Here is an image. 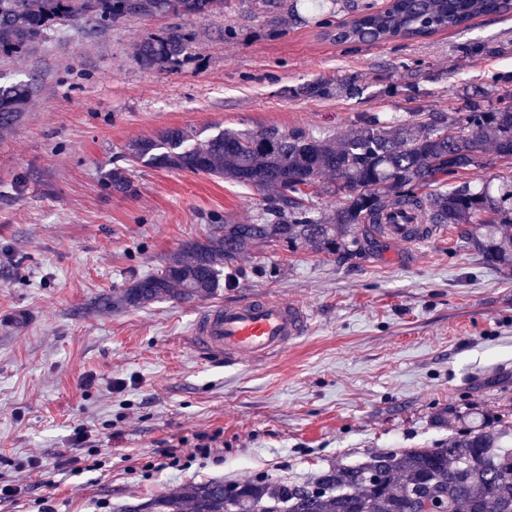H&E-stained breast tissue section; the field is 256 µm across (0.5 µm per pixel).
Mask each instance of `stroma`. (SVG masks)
Returning a JSON list of instances; mask_svg holds the SVG:
<instances>
[{
  "label": "stroma",
  "mask_w": 512,
  "mask_h": 512,
  "mask_svg": "<svg viewBox=\"0 0 512 512\" xmlns=\"http://www.w3.org/2000/svg\"><path fill=\"white\" fill-rule=\"evenodd\" d=\"M320 15L282 9L269 25L249 0H224L216 15L181 18L195 60L178 71L134 59L166 17L68 30L45 50L0 60L1 84L36 86L0 136V475L25 489L0 512H26L40 497L52 512H99L102 501L210 479L299 482L376 451L435 447L450 412L512 428V271L468 248L460 224L416 245L366 238L355 258L265 245L238 260V283L217 303L264 293L312 314L306 337L262 364L192 350L205 302L102 306V295L204 239L214 217L250 224L263 206L253 190L126 162L128 140L167 127L201 139L266 127L336 136L373 113L419 122L501 103L492 78L512 73V14L463 33L357 45L322 39ZM319 79L358 92L296 95ZM115 166L129 168L136 195L105 186ZM79 428L90 433L84 449L72 443ZM216 429L221 462L127 471ZM91 447L109 466L59 469ZM32 455L34 472L23 466Z\"/></svg>",
  "instance_id": "35a3bbf8"
}]
</instances>
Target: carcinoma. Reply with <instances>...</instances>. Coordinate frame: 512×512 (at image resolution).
<instances>
[{"instance_id":"1","label":"carcinoma","mask_w":512,"mask_h":512,"mask_svg":"<svg viewBox=\"0 0 512 512\" xmlns=\"http://www.w3.org/2000/svg\"><path fill=\"white\" fill-rule=\"evenodd\" d=\"M224 0H0V56L25 55L58 38L67 26L112 27L132 16H210ZM512 0H389L334 24L324 19V37L338 44L382 43L464 31L480 16L507 15ZM194 36L179 24L142 37L135 54L146 70L173 71L194 59ZM35 84L0 85V132L19 122ZM325 81L296 89L325 98ZM512 162V105L483 110L475 105L416 128L370 115L337 139L276 128L224 131L205 140L193 129L172 127L153 139L125 145L123 157L165 169L208 175L252 188L266 207L255 224L215 218L206 239L191 242L164 269L115 292L103 306L139 307L167 299L193 302L213 297L229 279L233 262L258 244L299 245L326 256L357 254L367 235H385L383 223L472 224L466 244L490 264L512 268V184L497 195L460 176L484 166V142ZM324 175L333 177L323 185ZM115 192L137 187L125 168L106 174ZM336 198L328 211L308 205L310 195ZM506 431L482 419L448 436L437 448L375 452L354 466H330L309 482L295 484L269 475L245 482H189L115 512H413L426 502L439 512H512V449Z\"/></svg>"}]
</instances>
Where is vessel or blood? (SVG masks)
<instances>
[{
    "mask_svg": "<svg viewBox=\"0 0 512 512\" xmlns=\"http://www.w3.org/2000/svg\"><path fill=\"white\" fill-rule=\"evenodd\" d=\"M310 321L301 305L248 294L201 312L191 340L194 348L208 357L264 362L304 338Z\"/></svg>",
    "mask_w": 512,
    "mask_h": 512,
    "instance_id": "b4317fda",
    "label": "vessel or blood"
}]
</instances>
